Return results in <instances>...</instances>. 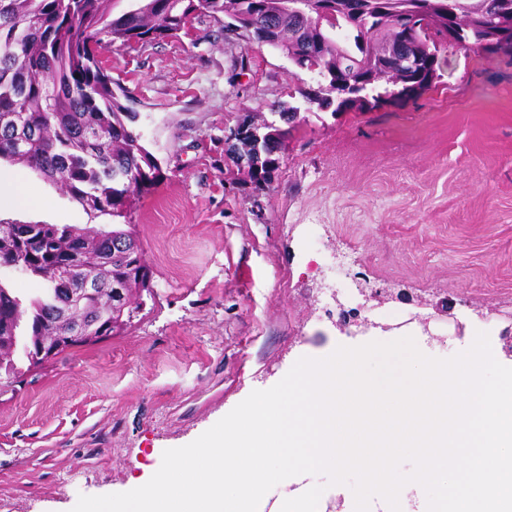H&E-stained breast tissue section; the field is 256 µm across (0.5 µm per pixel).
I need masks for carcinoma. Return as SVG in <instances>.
<instances>
[{
	"label": "carcinoma",
	"instance_id": "carcinoma-1",
	"mask_svg": "<svg viewBox=\"0 0 512 512\" xmlns=\"http://www.w3.org/2000/svg\"><path fill=\"white\" fill-rule=\"evenodd\" d=\"M114 2L0 0V160L39 173L87 214L116 220L110 230L45 224L50 243L44 247L22 237L19 224L0 230V269L20 265L42 284L38 295L27 297L0 281V327L10 325L13 354L28 363L55 316L54 289L81 287L91 260L108 264L99 288L112 287L114 275L135 284L153 275L140 246L112 259V237L136 235L128 217L163 173L129 127L137 114L118 101L111 77L98 66V50L178 38L205 13L224 30H239L248 42L277 49L316 74V87L299 94L320 108L334 106L335 113L417 98L440 82L433 63L447 40L512 63V0H363L359 14L339 18L355 64L332 41L333 24L319 15V0H131L118 14ZM413 13L423 14L425 24L402 27L400 19ZM398 41L422 67L386 66L382 54ZM263 133L285 145L287 131L275 122H263ZM240 145L253 153L247 175L254 188L270 186L272 149L247 138Z\"/></svg>",
	"mask_w": 512,
	"mask_h": 512
}]
</instances>
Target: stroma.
Returning a JSON list of instances; mask_svg holds the SVG:
<instances>
[{"label":"stroma","instance_id":"stroma-1","mask_svg":"<svg viewBox=\"0 0 512 512\" xmlns=\"http://www.w3.org/2000/svg\"><path fill=\"white\" fill-rule=\"evenodd\" d=\"M100 66L163 178L132 215L156 294L124 334L81 345L0 391V512H70L123 492L249 392L337 335L341 311L392 323L420 302L434 326L490 339L512 327V65L451 44L443 78L370 111H322L279 50L202 15L188 35L110 47ZM299 110L271 186L255 190L224 143L245 116ZM41 202L0 222L107 228L33 170L0 161ZM335 282L338 291H319ZM365 288H392L383 305Z\"/></svg>","mask_w":512,"mask_h":512}]
</instances>
